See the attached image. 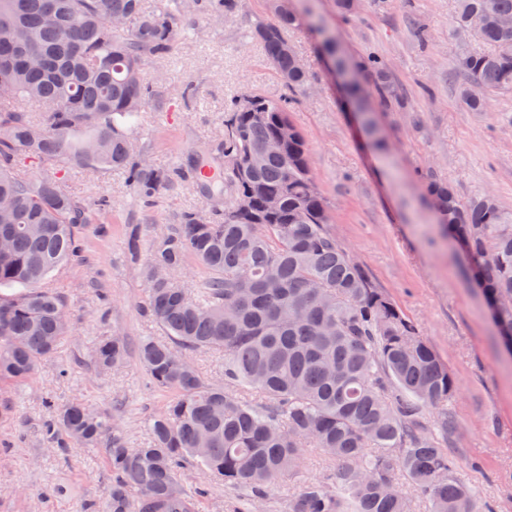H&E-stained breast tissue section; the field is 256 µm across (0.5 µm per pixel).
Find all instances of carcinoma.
Listing matches in <instances>:
<instances>
[{
	"instance_id": "carcinoma-1",
	"label": "carcinoma",
	"mask_w": 512,
	"mask_h": 512,
	"mask_svg": "<svg viewBox=\"0 0 512 512\" xmlns=\"http://www.w3.org/2000/svg\"><path fill=\"white\" fill-rule=\"evenodd\" d=\"M148 12L143 0H0V381L28 380L68 333L63 298L43 287L77 257V231L92 223L86 204L55 176H23L21 164L117 171L140 195L172 183L173 174L133 158L129 131L153 89L150 58L174 44L169 4ZM281 0H266L273 20L255 25L276 75L293 92L307 70L285 51L286 30L302 25ZM512 0H457L455 31H465L456 69L459 99L483 112L512 93ZM309 20L322 48L344 75L346 105L358 112L378 146L368 75L382 97L397 98L381 61H351L323 18ZM253 98L240 110L244 96ZM237 95L213 155L224 181L200 184L208 198L227 196L219 218L184 215L154 243L150 288L142 312L162 331L137 354L154 389L167 395L147 440L131 446L108 415L75 400L52 405L43 437L54 451L107 448L111 476L101 512H199L204 491H190L182 473L198 466L215 483L245 491L237 512H261L274 485L300 467L306 447L336 460L327 482L305 484L290 512H414L406 482L426 512H492L458 476L444 441L453 430L448 401L456 383L436 350L363 264L339 245L329 207L314 176L302 133L288 118L292 99ZM46 108L45 122L27 110ZM288 126L276 153L268 142ZM438 224L467 260L503 346L512 343V209L490 192L462 199L453 183L422 181ZM241 197L248 209L238 207ZM208 274L188 288V259ZM224 358V382L208 381L194 355ZM123 338L98 341L100 370L122 365ZM434 415L431 429L422 416Z\"/></svg>"
}]
</instances>
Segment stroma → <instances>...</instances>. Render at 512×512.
I'll use <instances>...</instances> for the list:
<instances>
[{"instance_id":"35a3bbf8","label":"stroma","mask_w":512,"mask_h":512,"mask_svg":"<svg viewBox=\"0 0 512 512\" xmlns=\"http://www.w3.org/2000/svg\"><path fill=\"white\" fill-rule=\"evenodd\" d=\"M311 7L350 56L375 54L385 62L402 100L401 107L377 109L388 146L377 153L359 116L346 108L330 62L317 52L319 34L304 25L289 30L311 74L289 118L310 149L336 239L447 363L456 380L448 448L478 496L494 512H512V354L502 348L483 292L465 276L464 258L441 233L420 184L429 172L453 182L462 197L489 190L512 209V93L496 97L485 112L462 106L453 65L454 0H394L383 8L362 0L349 17L332 0H313ZM266 16L264 0H239L218 22L192 7L172 13L175 51L146 67L162 82L130 133L136 159L167 170L189 166L222 137L224 110L236 95L286 96L250 37ZM65 184L94 207L95 222L78 233L81 261L46 282L64 298L69 339L31 379L0 384V512H87L105 499L104 448H75L64 458L49 452L42 435L48 405L87 401L111 415L132 445L146 440L145 422L165 398L149 386L135 354L143 337L160 333L140 311L148 295L143 267L166 225L190 212L210 216L218 207L188 178L148 200L117 172L74 169ZM102 198L109 205L101 210ZM134 228L141 235L135 257L126 248ZM112 336L127 342L130 355L123 368L102 373L92 351ZM335 469V460L306 449L299 471L272 490L266 512H289L303 485Z\"/></svg>"}]
</instances>
